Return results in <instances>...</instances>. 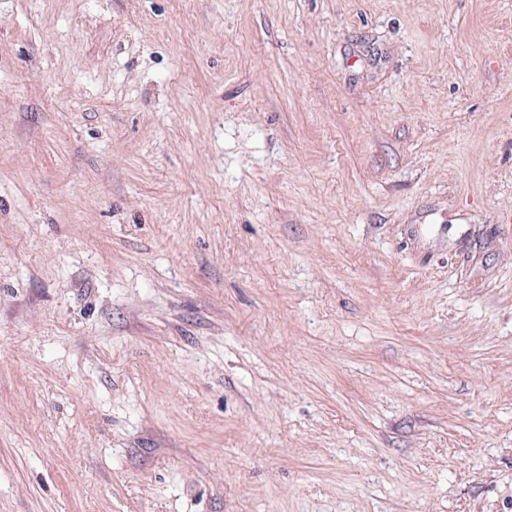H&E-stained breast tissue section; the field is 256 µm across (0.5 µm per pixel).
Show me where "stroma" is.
Segmentation results:
<instances>
[{"mask_svg": "<svg viewBox=\"0 0 512 512\" xmlns=\"http://www.w3.org/2000/svg\"><path fill=\"white\" fill-rule=\"evenodd\" d=\"M0 512H512V0H0Z\"/></svg>", "mask_w": 512, "mask_h": 512, "instance_id": "1", "label": "stroma"}]
</instances>
